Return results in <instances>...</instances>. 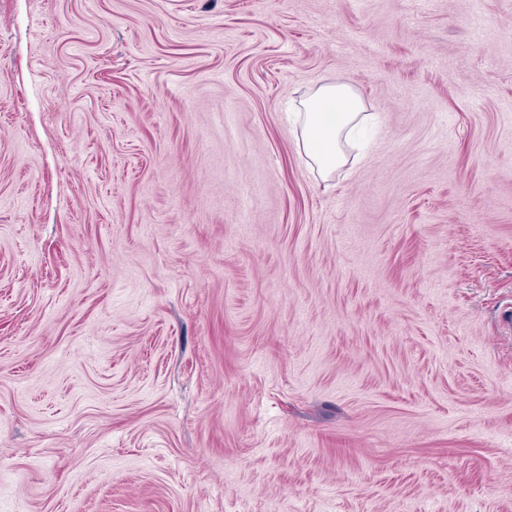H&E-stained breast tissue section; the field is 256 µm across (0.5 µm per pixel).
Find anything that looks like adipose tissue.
Returning <instances> with one entry per match:
<instances>
[{"label": "adipose tissue", "instance_id": "adipose-tissue-1", "mask_svg": "<svg viewBox=\"0 0 512 512\" xmlns=\"http://www.w3.org/2000/svg\"><path fill=\"white\" fill-rule=\"evenodd\" d=\"M361 98L349 84L318 87L302 103L300 154L322 174H332L341 163V141L356 128Z\"/></svg>", "mask_w": 512, "mask_h": 512}]
</instances>
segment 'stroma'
Segmentation results:
<instances>
[{
    "label": "stroma",
    "instance_id": "35a3bbf8",
    "mask_svg": "<svg viewBox=\"0 0 512 512\" xmlns=\"http://www.w3.org/2000/svg\"><path fill=\"white\" fill-rule=\"evenodd\" d=\"M510 306L512 0H0V512H512ZM301 106L303 112H286L289 117L296 114L301 124L299 155L329 176L342 162V138L348 139L357 126L361 98L347 83L327 84L318 87ZM330 106L336 112H324Z\"/></svg>",
    "mask_w": 512,
    "mask_h": 512
}]
</instances>
